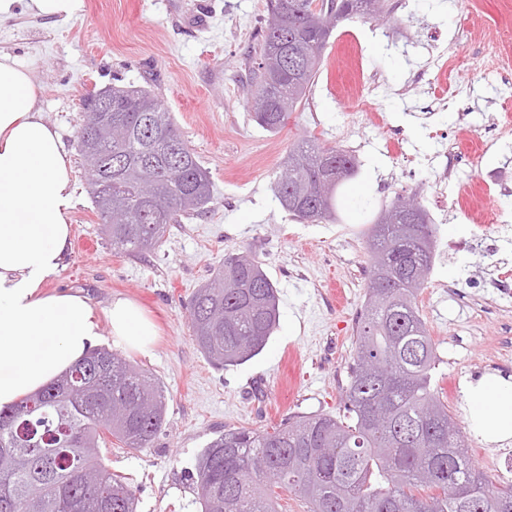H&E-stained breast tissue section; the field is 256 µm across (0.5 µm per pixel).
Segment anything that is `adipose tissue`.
Returning <instances> with one entry per match:
<instances>
[{
	"mask_svg": "<svg viewBox=\"0 0 512 512\" xmlns=\"http://www.w3.org/2000/svg\"><path fill=\"white\" fill-rule=\"evenodd\" d=\"M21 6L64 23L84 3L0 0V22ZM74 202L71 152L45 122L29 72L0 52V409L71 369L102 332L122 347H151L154 326L134 302L113 299L100 314L81 293L42 292L71 249ZM463 392L471 430L488 444L512 441V376L485 374Z\"/></svg>",
	"mask_w": 512,
	"mask_h": 512,
	"instance_id": "ef3b65f1",
	"label": "adipose tissue"
}]
</instances>
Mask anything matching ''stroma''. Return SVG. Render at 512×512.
Here are the masks:
<instances>
[{"mask_svg": "<svg viewBox=\"0 0 512 512\" xmlns=\"http://www.w3.org/2000/svg\"><path fill=\"white\" fill-rule=\"evenodd\" d=\"M377 19L347 21L359 39L356 57L328 45L307 100L275 134L253 121L244 102L257 68L266 0H84L82 13L62 25L27 14L0 23V51L27 68L40 89L44 119L77 147L81 103L112 85L149 87L172 113L214 185L209 212L173 225L162 246L143 258L112 247L89 192L80 157L72 159L76 203L73 236L90 252L70 251L47 292L84 291L96 312L122 296L157 326L150 355L119 353L151 376L166 397V421L152 445L129 453L107 450L124 477L137 512H200L189 474L196 455L227 428L264 429L293 415L343 413L341 397L356 352L355 320L364 302L369 254L365 230L396 195L427 205L440 180L458 191L456 174L441 176L432 160L442 142L485 131L502 103L497 78L476 38L512 0H389ZM450 42L459 65L423 74L426 49ZM385 86L374 105L383 116L344 125L351 88L345 66ZM398 136L402 158L386 149ZM306 136L358 159L357 176L342 190L337 222L302 224L274 199L273 182L291 145ZM444 254L417 296L436 348L439 388L450 379L498 371L512 375V301L500 303L492 251L512 262V244L490 237L459 250L470 234L461 215H436ZM250 250L274 282L279 326L264 350L225 370L196 346L189 301L229 253Z\"/></svg>", "mask_w": 512, "mask_h": 512, "instance_id": "stroma-1", "label": "stroma"}]
</instances>
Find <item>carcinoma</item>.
I'll return each mask as SVG.
<instances>
[{
    "instance_id": "1",
    "label": "carcinoma",
    "mask_w": 512,
    "mask_h": 512,
    "mask_svg": "<svg viewBox=\"0 0 512 512\" xmlns=\"http://www.w3.org/2000/svg\"><path fill=\"white\" fill-rule=\"evenodd\" d=\"M257 72L246 107L270 133L307 99L330 37L351 16L386 13L385 0H266ZM112 138L80 156L112 180L91 190L112 246L144 256L170 226L208 212L209 172L171 113L141 86L112 87ZM358 162L303 138L273 192L301 223L334 222L341 185ZM149 184L153 193L140 194ZM396 197L367 234V293L343 418L293 416L263 430L230 428L195 458L201 512H276L279 492L307 512H512V484L495 485L473 461L434 385L436 347L416 306L430 274L436 225L419 208L409 223ZM193 340L215 367L261 353L278 325V291L255 257L224 256L189 305ZM162 388L119 353L99 347L59 379L0 409V512H137L132 489L105 463L111 437L147 448L165 423Z\"/></svg>"
}]
</instances>
